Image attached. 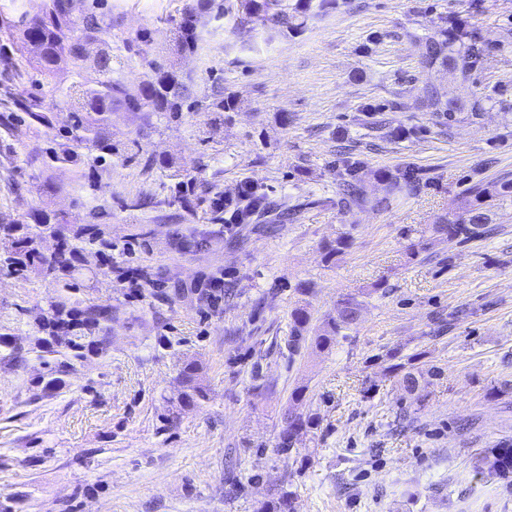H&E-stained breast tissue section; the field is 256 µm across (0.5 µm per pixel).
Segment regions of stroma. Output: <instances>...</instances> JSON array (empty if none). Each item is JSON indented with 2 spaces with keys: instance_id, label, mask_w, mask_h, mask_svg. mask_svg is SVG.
Wrapping results in <instances>:
<instances>
[{
  "instance_id": "stroma-1",
  "label": "stroma",
  "mask_w": 512,
  "mask_h": 512,
  "mask_svg": "<svg viewBox=\"0 0 512 512\" xmlns=\"http://www.w3.org/2000/svg\"><path fill=\"white\" fill-rule=\"evenodd\" d=\"M193 2L73 0L72 15L103 16L89 51L111 52L130 90L156 63L201 99L223 83L224 123L116 110L107 168L85 148L74 164L49 159L68 113L0 130V224L93 222L112 242L82 253L68 288L0 268V334L24 355L0 354V512H256L287 487L295 512H512V488L475 474L485 449L512 441V202L493 207L491 235L460 245L434 231L470 187L512 179V0H346L275 39L209 12L184 54L174 34ZM451 15L486 45L453 83L422 64L424 37ZM16 63L19 101L63 102L79 82L68 64L47 81ZM447 83L497 104L439 124L423 90ZM346 156L363 163L368 203L340 202ZM409 167L416 189L376 178ZM174 168L228 196L258 179L276 207L231 228L188 215L163 203ZM343 232L350 248L326 261ZM129 269L146 276L135 298ZM345 295L363 303L358 324L325 351H290L293 310L316 328ZM60 296L111 304L110 346L47 396L35 343ZM390 351L438 377L407 393ZM190 362L206 396L183 406ZM292 406L314 424L283 453Z\"/></svg>"
}]
</instances>
